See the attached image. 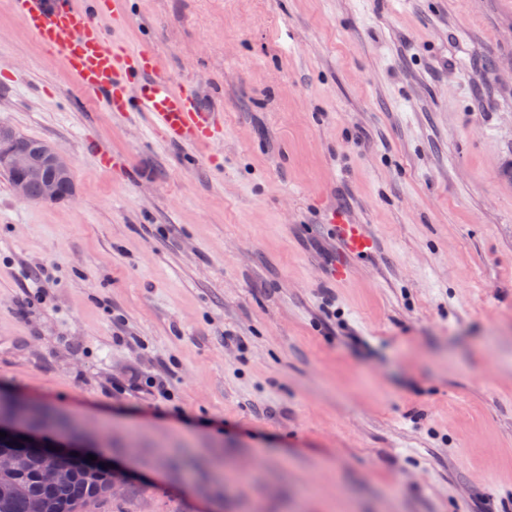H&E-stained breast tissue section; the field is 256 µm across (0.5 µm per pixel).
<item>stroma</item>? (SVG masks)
<instances>
[{
  "label": "stroma",
  "mask_w": 512,
  "mask_h": 512,
  "mask_svg": "<svg viewBox=\"0 0 512 512\" xmlns=\"http://www.w3.org/2000/svg\"><path fill=\"white\" fill-rule=\"evenodd\" d=\"M117 7L215 139L87 101L0 0V126L76 184L0 174V394L125 475L83 512H512V0ZM334 210L377 241L341 282ZM25 140L24 136L7 127H0V171L14 177L11 190L21 200L38 202L60 201L72 198L76 186L72 178V165L67 157L46 141H37L26 148L16 143ZM35 180V181H34ZM39 194V184L42 190Z\"/></svg>",
  "instance_id": "35a3bbf8"
}]
</instances>
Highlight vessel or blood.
<instances>
[{
    "label": "vessel or blood",
    "mask_w": 512,
    "mask_h": 512,
    "mask_svg": "<svg viewBox=\"0 0 512 512\" xmlns=\"http://www.w3.org/2000/svg\"><path fill=\"white\" fill-rule=\"evenodd\" d=\"M28 28L45 50L58 57L89 98L103 100L116 112L150 113L164 139L192 147L209 142L218 130L215 113L187 88L157 76L152 54L109 42L99 18L101 0H14ZM347 257L333 275L345 280L349 258L371 253L376 242L363 225L332 214Z\"/></svg>",
    "instance_id": "1"
}]
</instances>
